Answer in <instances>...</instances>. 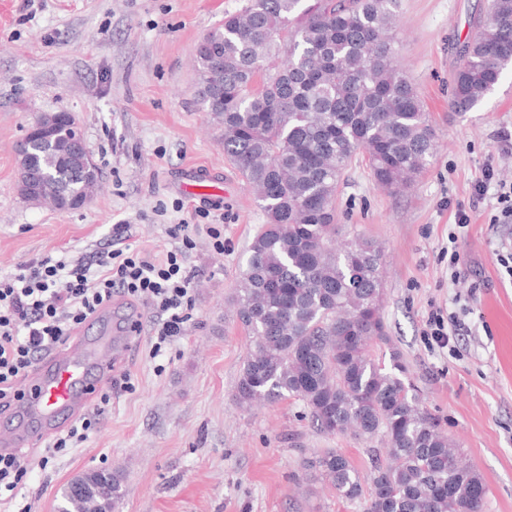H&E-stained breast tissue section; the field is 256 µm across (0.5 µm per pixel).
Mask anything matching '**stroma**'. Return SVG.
<instances>
[{
    "mask_svg": "<svg viewBox=\"0 0 512 512\" xmlns=\"http://www.w3.org/2000/svg\"><path fill=\"white\" fill-rule=\"evenodd\" d=\"M478 2L401 0L394 47L437 149L403 193L378 187L354 163L337 191L336 224L342 239L383 248L388 340L374 344L373 358L386 363L400 353L423 407L483 478L485 512H512V276L493 253L496 240L512 239V223L490 227L489 193L467 227L455 225L457 205L468 204L486 165L512 182V157L502 156L498 139L512 131V69L476 109L448 107L455 44L471 33ZM243 3L0 0V275L49 254L91 253L117 224L157 258L176 244L171 225L196 227V304L184 336L154 358L147 334L133 338L119 367L129 384L113 389L88 440L47 468L32 467L18 487L17 505L32 512H56L63 486L100 469L122 478L114 512H361L309 463L335 448L366 473L378 441L323 435L292 398L250 406L233 399L248 337L232 297L265 216L195 95L194 50ZM53 112L74 115L101 174V188L79 210L30 204L18 188L15 144ZM197 176L217 181L220 195L188 196ZM182 200L189 210H177ZM212 207L224 219L220 254L203 229ZM452 248L463 271L455 283ZM433 308L463 312L454 348L427 344Z\"/></svg>",
    "mask_w": 512,
    "mask_h": 512,
    "instance_id": "1",
    "label": "stroma"
}]
</instances>
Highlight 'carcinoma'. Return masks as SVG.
I'll return each instance as SVG.
<instances>
[{"label": "carcinoma", "mask_w": 512, "mask_h": 512, "mask_svg": "<svg viewBox=\"0 0 512 512\" xmlns=\"http://www.w3.org/2000/svg\"><path fill=\"white\" fill-rule=\"evenodd\" d=\"M400 0H246L195 51L197 96L224 126V155L252 188L266 222L252 238L233 302L250 347L236 400L303 403L325 435L384 442L362 474L327 448L319 476L363 512H484L487 488L461 463L421 408L380 314L382 250L369 239L336 244L338 185L355 162L394 190L419 174L435 132L389 29ZM474 34L456 44L449 107L465 113L512 67V0H487ZM33 158L58 199L100 183L78 151L36 144ZM120 476L80 475L61 491L65 512H112Z\"/></svg>", "instance_id": "1"}]
</instances>
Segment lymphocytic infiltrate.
I'll return each instance as SVG.
<instances>
[{
  "mask_svg": "<svg viewBox=\"0 0 512 512\" xmlns=\"http://www.w3.org/2000/svg\"><path fill=\"white\" fill-rule=\"evenodd\" d=\"M496 191L494 224L512 223V182L497 180L486 168L474 186L473 200ZM184 224L170 228L180 247L155 259L133 246L129 227L115 225L104 247L75 262L45 256L0 276V398L13 393L17 380L42 356L64 344L91 315L110 304L116 291L146 301L155 314L151 354L182 336L195 306V272L189 253L195 247Z\"/></svg>",
  "mask_w": 512,
  "mask_h": 512,
  "instance_id": "1",
  "label": "lymphocytic infiltrate"
}]
</instances>
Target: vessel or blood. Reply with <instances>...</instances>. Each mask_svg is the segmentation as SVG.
I'll return each mask as SVG.
<instances>
[{"mask_svg":"<svg viewBox=\"0 0 512 512\" xmlns=\"http://www.w3.org/2000/svg\"><path fill=\"white\" fill-rule=\"evenodd\" d=\"M129 349L123 338L78 336L53 351L29 377L22 397L0 407V452L37 447L85 411Z\"/></svg>","mask_w":512,"mask_h":512,"instance_id":"1","label":"vessel or blood"}]
</instances>
